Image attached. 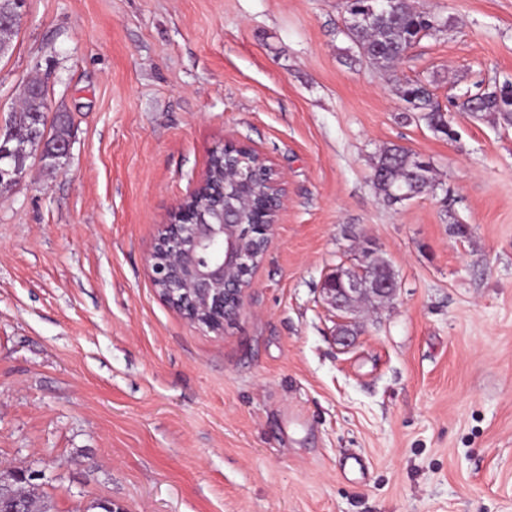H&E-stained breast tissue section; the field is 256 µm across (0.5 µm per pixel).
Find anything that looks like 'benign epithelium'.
<instances>
[{"instance_id":"obj_1","label":"benign epithelium","mask_w":512,"mask_h":512,"mask_svg":"<svg viewBox=\"0 0 512 512\" xmlns=\"http://www.w3.org/2000/svg\"><path fill=\"white\" fill-rule=\"evenodd\" d=\"M26 0H0V29L12 28L25 17ZM17 130L0 136V183L16 185L27 170L26 157L16 153L11 142ZM221 159L220 176L205 170L192 192L205 195L200 209L186 196L172 212L154 239L151 280L160 297L201 331L219 332L237 321L244 311L249 275L272 242L277 217L283 206V176L274 163L247 145L229 144L213 152ZM247 170L263 173L268 190L255 200L229 191ZM369 259L333 273L324 280L327 303L337 312L335 341L349 346L354 336L356 304L369 295L388 301L397 285L390 279L367 278Z\"/></svg>"}]
</instances>
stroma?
<instances>
[{"instance_id":"obj_1","label":"stroma","mask_w":512,"mask_h":512,"mask_svg":"<svg viewBox=\"0 0 512 512\" xmlns=\"http://www.w3.org/2000/svg\"><path fill=\"white\" fill-rule=\"evenodd\" d=\"M411 2L444 27L385 72L344 0H27L0 132L37 79L71 147L0 187V465L51 512H512V127L457 106L512 82V0ZM413 82L455 137L407 112ZM228 142L285 198L217 335L149 254ZM392 144L432 189L383 199ZM362 239L398 290L343 350L322 284Z\"/></svg>"}]
</instances>
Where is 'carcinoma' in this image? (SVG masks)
Wrapping results in <instances>:
<instances>
[{
  "label": "carcinoma",
  "mask_w": 512,
  "mask_h": 512,
  "mask_svg": "<svg viewBox=\"0 0 512 512\" xmlns=\"http://www.w3.org/2000/svg\"><path fill=\"white\" fill-rule=\"evenodd\" d=\"M350 18L355 13L371 14L367 21L349 28L348 38L360 49L362 56L375 68L388 71L393 69L419 40L421 32L432 28L437 17L416 10L408 0H392L387 8L378 7V0H346ZM46 90H41L33 99H25L19 108L20 116L13 117V123L23 130L30 123L29 112L44 110ZM401 99L414 112L422 113V118L435 131L452 137L450 125L433 93L420 83H408L400 90ZM463 110L482 118L489 114L501 125L512 126V83H505L498 89L467 97L462 103ZM45 130L41 123L32 137L23 132L14 141L30 155L37 151V141ZM372 179L375 188L389 203L395 195L405 194L412 199L432 188L434 177L429 164L411 150L391 145L379 153L373 167ZM49 512L45 501L37 493V484L26 480L14 482L0 488V512Z\"/></svg>",
  "instance_id": "carcinoma-1"
}]
</instances>
